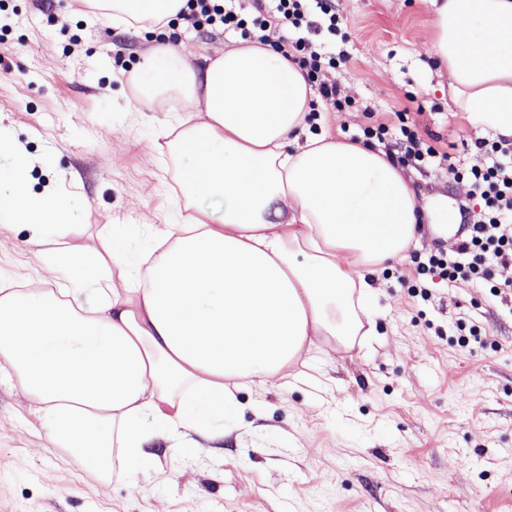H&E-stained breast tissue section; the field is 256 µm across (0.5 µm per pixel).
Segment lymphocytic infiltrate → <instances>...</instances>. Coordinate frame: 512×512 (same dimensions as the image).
I'll return each mask as SVG.
<instances>
[{
	"instance_id": "f902f5d3",
	"label": "lymphocytic infiltrate",
	"mask_w": 512,
	"mask_h": 512,
	"mask_svg": "<svg viewBox=\"0 0 512 512\" xmlns=\"http://www.w3.org/2000/svg\"><path fill=\"white\" fill-rule=\"evenodd\" d=\"M328 2L253 0V11L247 14L241 0H186L178 18L195 29H237L259 44H270L305 72L317 90L321 110L340 112L354 104L334 77L338 60L346 59L347 54L326 53L308 36L313 27L309 19L313 9H320L330 26H337L339 19ZM397 119L393 125L371 118L360 128L361 142L370 146L396 140L403 151L404 165L417 170L447 167L454 179L466 183L469 197L480 205L479 210L465 212L468 229L455 254L427 255L418 264V274L455 285L486 286L495 296L512 291V146L503 139H476L478 161L456 167L449 164L448 153L429 144L405 114H398Z\"/></svg>"
}]
</instances>
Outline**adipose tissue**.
Instances as JSON below:
<instances>
[{"label":"adipose tissue","instance_id":"ef3b65f1","mask_svg":"<svg viewBox=\"0 0 512 512\" xmlns=\"http://www.w3.org/2000/svg\"><path fill=\"white\" fill-rule=\"evenodd\" d=\"M83 3L160 31L186 0ZM429 3L428 54L448 74L454 111L512 139V0ZM131 83L150 105L177 96L161 132L181 191L190 205L221 201L222 213L156 230L133 263L113 230V279L90 246L65 254L57 290L0 280V365L49 442L93 462L115 448L140 458L156 437H211L241 384L286 379L321 337L353 348L378 313L370 274L405 258L427 210L384 151L310 132L314 90L271 47L244 41L202 68L183 45L154 47ZM0 155L12 158L0 216L29 225L47 255L69 203L26 192L33 161L11 140L0 137Z\"/></svg>","mask_w":512,"mask_h":512}]
</instances>
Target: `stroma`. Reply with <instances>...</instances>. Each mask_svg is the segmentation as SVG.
I'll return each mask as SVG.
<instances>
[{
  "label": "stroma",
  "instance_id": "35a3bbf8",
  "mask_svg": "<svg viewBox=\"0 0 512 512\" xmlns=\"http://www.w3.org/2000/svg\"><path fill=\"white\" fill-rule=\"evenodd\" d=\"M341 21L322 33L350 57L336 79L357 104L324 112L333 134L408 112L426 139L471 161L478 138L451 109L426 53L427 0H335ZM240 32L183 26L149 33L102 17L87 22L73 0H0V134L36 163L31 194L68 198L60 247L78 251L107 230H130L140 251L154 229L189 220L180 163L160 134L167 115L140 109L112 56L136 67L151 47L184 43L214 56ZM419 197L452 211L467 186L445 171L410 170ZM25 224L0 226V278L55 287ZM457 227H419L405 260L373 276L372 336L346 350L321 339L304 376L283 386H240L223 437L155 440L130 462L136 483L51 447L18 378L0 369V512H512V294L408 282L421 254L454 253ZM479 339H471L470 328Z\"/></svg>",
  "mask_w": 512,
  "mask_h": 512
}]
</instances>
